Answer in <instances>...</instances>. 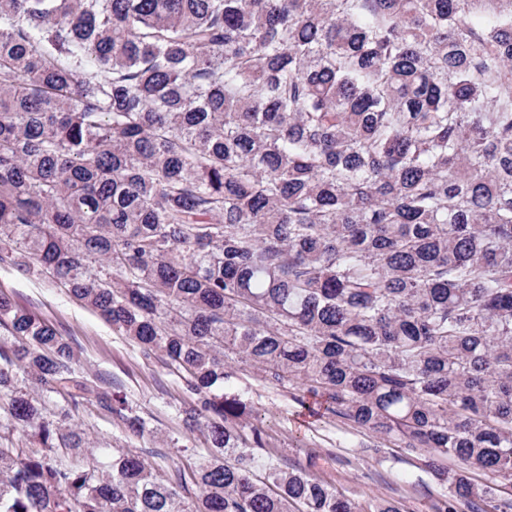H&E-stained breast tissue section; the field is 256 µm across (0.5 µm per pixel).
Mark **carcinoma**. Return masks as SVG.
<instances>
[{"label": "carcinoma", "instance_id": "1", "mask_svg": "<svg viewBox=\"0 0 512 512\" xmlns=\"http://www.w3.org/2000/svg\"><path fill=\"white\" fill-rule=\"evenodd\" d=\"M0 264L161 357L209 444L64 461L86 403L146 422L0 291V512H404L257 466L236 362L433 512H512V0H0Z\"/></svg>", "mask_w": 512, "mask_h": 512}]
</instances>
